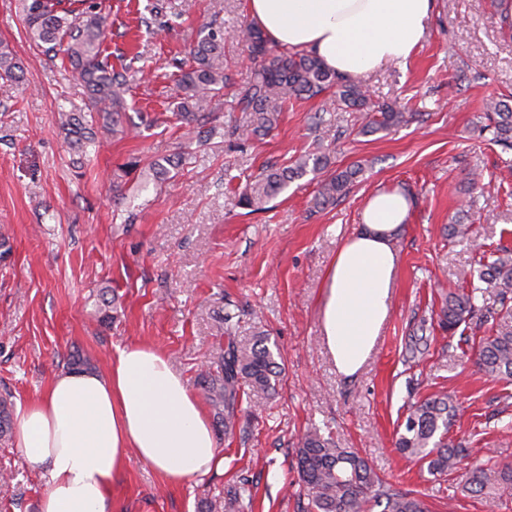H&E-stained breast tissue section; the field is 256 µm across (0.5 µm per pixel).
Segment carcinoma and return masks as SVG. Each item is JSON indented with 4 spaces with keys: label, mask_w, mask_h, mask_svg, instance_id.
<instances>
[{
    "label": "carcinoma",
    "mask_w": 512,
    "mask_h": 512,
    "mask_svg": "<svg viewBox=\"0 0 512 512\" xmlns=\"http://www.w3.org/2000/svg\"><path fill=\"white\" fill-rule=\"evenodd\" d=\"M28 40L46 54H62L85 82L90 104L87 110L61 114L70 148L86 155V147L97 139V130L115 135L123 128L128 93L126 76L109 64L103 49L106 16L101 0H21ZM224 28L212 23L203 26L197 41L177 63L176 95L172 116L186 134L197 137L216 134L213 100L224 91ZM239 41L254 64L252 79L239 91L235 108L245 114L239 128L244 138L268 135L278 127L284 106L291 99H312L324 93L336 98V107L347 112L365 113L362 132L386 131L408 121V113L389 103H373L358 78L341 75L327 68L313 54L277 51L261 30L251 24L240 30ZM21 66L9 45L0 42V90L9 92L19 82ZM485 123L480 132L489 134L493 144L505 153L512 151V95L492 98L484 104ZM182 163L166 158L144 168L142 185L159 186ZM331 159L321 153L297 156L291 163H270L241 190L240 204L252 212L265 208L296 180L312 174L318 178L314 207H324L344 196L362 176L360 164L344 170L330 169ZM469 273L470 289L450 292L443 297L439 327L453 335L474 318L486 321L512 320V250L500 249L489 261H478ZM112 289H100L97 319L112 322L115 297ZM493 297L500 309L483 305ZM233 315H224V343L219 345L207 369L200 373L205 398L216 409L224 431L238 421L240 397L248 391L270 395L275 392L281 364L267 345L268 337L259 332L247 345L237 342ZM480 369L499 379H512V326L500 325L480 339L477 349ZM13 401L0 394V441L8 442L13 433ZM454 405L448 394L435 395L411 406L404 428L398 432L400 452L427 463L433 475L456 468L464 449L449 436ZM298 480L308 499L307 512H429L416 489L388 485L369 462L320 430L308 431L296 449ZM512 484V466L483 464L468 471L467 489L492 493L503 484ZM252 498L248 480L241 478L224 496V512H238L244 499Z\"/></svg>",
    "instance_id": "cac0c4a2"
}]
</instances>
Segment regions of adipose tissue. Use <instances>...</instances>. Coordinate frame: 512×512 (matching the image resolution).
I'll use <instances>...</instances> for the list:
<instances>
[{
	"instance_id": "1",
	"label": "adipose tissue",
	"mask_w": 512,
	"mask_h": 512,
	"mask_svg": "<svg viewBox=\"0 0 512 512\" xmlns=\"http://www.w3.org/2000/svg\"><path fill=\"white\" fill-rule=\"evenodd\" d=\"M273 43L312 52L351 76L407 60L424 40L433 0H249ZM398 188L369 197L363 222L325 275L320 324L338 374L355 375L391 310V242L410 211ZM15 442L48 479L40 512H109L112 486L137 454L174 488L224 468L198 398L169 358L150 344L115 347L106 372L57 375L19 403Z\"/></svg>"
}]
</instances>
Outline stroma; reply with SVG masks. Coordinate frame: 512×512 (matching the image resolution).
<instances>
[{
    "label": "stroma",
    "mask_w": 512,
    "mask_h": 512,
    "mask_svg": "<svg viewBox=\"0 0 512 512\" xmlns=\"http://www.w3.org/2000/svg\"><path fill=\"white\" fill-rule=\"evenodd\" d=\"M103 44L125 71L127 134L101 136L82 168L59 130L60 110L84 107L83 83L61 60L34 50L20 0H0V41L16 53L23 78L0 95V394L14 402L41 395L71 353L104 370L118 345L163 350L194 394L197 377L232 313L239 342L267 333L282 356L275 395L243 396L232 434L213 432L224 470L168 487L130 457L112 493L124 512H224V493L239 477L253 483L242 512H305L294 483L295 450L319 426L339 447L356 450L396 487L421 490L432 512H512V485L493 501L464 487L487 461L512 465V381L475 364L492 323L452 336L437 325L443 294L480 258L512 247V152L480 137L486 99L512 93V33L492 0H436L422 45L403 63L365 73L373 101L425 113L424 121L359 132L352 113L322 96L289 101L277 129L240 140L235 92L254 65L234 33L249 21L247 0H105ZM161 25L146 27L151 13ZM222 24L224 68L231 81L216 110L220 136L188 143L166 122L178 73L175 60L202 24ZM190 152L161 190L141 189L132 160L149 164ZM325 152L334 167L362 163L365 173L334 205L313 208L316 183L303 178L247 213L239 192L270 160ZM481 173L471 183L472 173ZM400 188L412 206L393 240L398 257L391 313L362 367L339 375L322 344L320 297L340 244L362 222L367 199ZM469 210L470 241L447 226ZM111 288L112 324L95 316L98 293ZM445 392L457 405L450 434L465 450L456 470L436 477L424 461L402 455L397 432L410 406ZM14 479L0 492V512H39L43 469L15 442H0V466Z\"/></svg>",
    "instance_id": "stroma-1"
}]
</instances>
